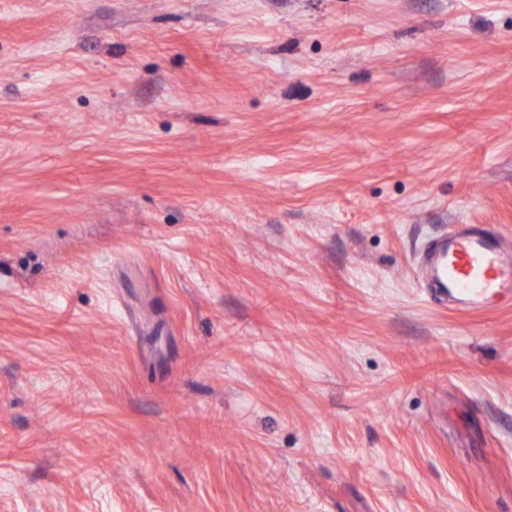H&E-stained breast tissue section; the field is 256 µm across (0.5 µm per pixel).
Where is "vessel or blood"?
<instances>
[{"mask_svg": "<svg viewBox=\"0 0 512 512\" xmlns=\"http://www.w3.org/2000/svg\"><path fill=\"white\" fill-rule=\"evenodd\" d=\"M422 286L460 313L512 305V236L484 224H456L422 253Z\"/></svg>", "mask_w": 512, "mask_h": 512, "instance_id": "b4317fda", "label": "vessel or blood"}]
</instances>
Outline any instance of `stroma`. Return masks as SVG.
I'll list each match as a JSON object with an SVG mask.
<instances>
[{"instance_id":"1","label":"stroma","mask_w":512,"mask_h":512,"mask_svg":"<svg viewBox=\"0 0 512 512\" xmlns=\"http://www.w3.org/2000/svg\"><path fill=\"white\" fill-rule=\"evenodd\" d=\"M512 0H0V512H512ZM422 286L460 313L512 305V242L487 224H455L422 253Z\"/></svg>"}]
</instances>
